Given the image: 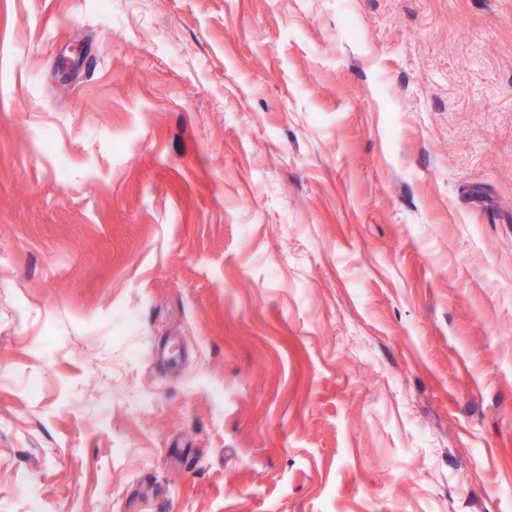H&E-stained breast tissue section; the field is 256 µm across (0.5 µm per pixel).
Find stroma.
<instances>
[{
  "mask_svg": "<svg viewBox=\"0 0 512 512\" xmlns=\"http://www.w3.org/2000/svg\"><path fill=\"white\" fill-rule=\"evenodd\" d=\"M512 512V0H0V512Z\"/></svg>",
  "mask_w": 512,
  "mask_h": 512,
  "instance_id": "1",
  "label": "stroma"
}]
</instances>
